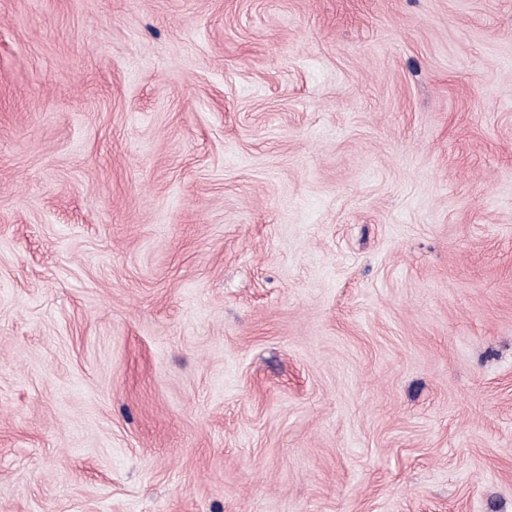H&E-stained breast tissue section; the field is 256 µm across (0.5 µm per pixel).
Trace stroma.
Segmentation results:
<instances>
[{
    "instance_id": "35a3bbf8",
    "label": "stroma",
    "mask_w": 512,
    "mask_h": 512,
    "mask_svg": "<svg viewBox=\"0 0 512 512\" xmlns=\"http://www.w3.org/2000/svg\"><path fill=\"white\" fill-rule=\"evenodd\" d=\"M0 512H512V0H0Z\"/></svg>"
}]
</instances>
